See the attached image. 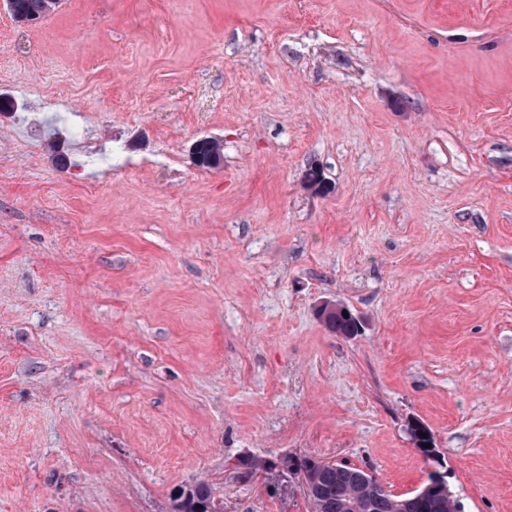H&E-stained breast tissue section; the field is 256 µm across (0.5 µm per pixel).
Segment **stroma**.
Returning <instances> with one entry per match:
<instances>
[{"instance_id": "1", "label": "stroma", "mask_w": 512, "mask_h": 512, "mask_svg": "<svg viewBox=\"0 0 512 512\" xmlns=\"http://www.w3.org/2000/svg\"><path fill=\"white\" fill-rule=\"evenodd\" d=\"M417 422L512 512V0L0 6V512L404 494ZM343 311H347L348 317L343 316ZM325 316V314L323 315ZM326 328L336 336L342 338H351L357 336L360 330V322L350 311L342 307H334L328 312L323 320ZM173 512H219L213 488L204 482L180 487L173 497Z\"/></svg>"}]
</instances>
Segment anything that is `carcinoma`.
<instances>
[{
	"label": "carcinoma",
	"instance_id": "obj_1",
	"mask_svg": "<svg viewBox=\"0 0 512 512\" xmlns=\"http://www.w3.org/2000/svg\"><path fill=\"white\" fill-rule=\"evenodd\" d=\"M14 17L39 19L45 15V0H15ZM345 308L335 307L324 318L326 328L342 338L358 335L360 322L353 315L343 316ZM300 474L307 485L311 512H463V505L448 490V484L433 479L416 491L397 495L378 488L377 480H363L371 473L348 463L306 459ZM173 512H218L213 488L197 482L178 489Z\"/></svg>",
	"mask_w": 512,
	"mask_h": 512
}]
</instances>
